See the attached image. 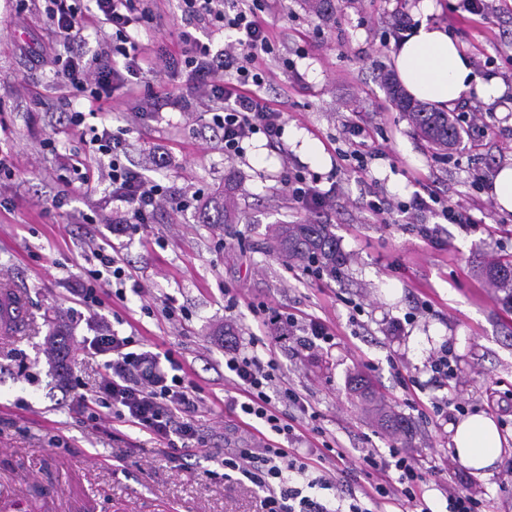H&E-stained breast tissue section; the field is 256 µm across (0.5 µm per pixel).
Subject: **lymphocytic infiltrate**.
Masks as SVG:
<instances>
[{"label":"lymphocytic infiltrate","instance_id":"f902f5d3","mask_svg":"<svg viewBox=\"0 0 512 512\" xmlns=\"http://www.w3.org/2000/svg\"><path fill=\"white\" fill-rule=\"evenodd\" d=\"M179 8L185 28L178 35L177 51L161 46L148 54L135 38L140 29L158 24L146 0H93L89 7L83 0H45L56 39L68 49L67 54H54L51 62L67 94L87 105L83 112L68 111V127L80 129L86 113L101 111L117 87L131 78L146 82L160 63L182 76L181 108L207 98L211 121L223 132L227 158L243 157L245 142L259 133L268 143L280 142L284 116L262 94L269 79L264 58L274 52L263 22L265 0H179ZM90 23L110 25L112 35L89 56L76 43ZM227 32L232 40L215 47V37ZM89 132L90 145L108 159L107 176L119 223L134 230L152 223L168 198L175 209L184 208V200L171 198L167 187L126 163L122 135L107 127L93 126ZM284 186L292 200L312 210L329 206L334 198L333 191L319 188L316 177L300 171L288 173ZM85 260L88 267L76 298L87 309L101 306L100 281L106 272L116 286L128 284L133 292H140V284L134 283L109 243H92ZM263 324L296 334L301 350L334 339L326 323L313 319L301 325L292 315L274 309H265ZM136 344V337L120 335L101 323L89 348L101 357L104 374L96 390L78 393L77 398L91 419H99L106 411L113 421L138 429L162 447L188 450L199 439L195 419L203 405L201 388L171 353L140 350ZM224 366L235 386L234 396L227 399L229 410L261 421L266 432L254 447L225 449L219 463L242 473L264 492L263 512H372L382 505L394 506L398 512H430L423 499L427 470L420 456L409 450L393 448L384 454L372 448L349 459L346 469H326L327 459H347L346 453L329 445L310 447L308 428L285 421V409L305 416L310 403L278 378L272 345H265L260 354L227 349ZM354 471L372 477L373 484L364 496H350L346 508L303 493L307 487L342 493L348 473Z\"/></svg>","mask_w":512,"mask_h":512}]
</instances>
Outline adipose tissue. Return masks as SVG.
I'll use <instances>...</instances> for the list:
<instances>
[{
    "label": "adipose tissue",
    "mask_w": 512,
    "mask_h": 512,
    "mask_svg": "<svg viewBox=\"0 0 512 512\" xmlns=\"http://www.w3.org/2000/svg\"><path fill=\"white\" fill-rule=\"evenodd\" d=\"M393 66L410 97L440 108L454 105L473 89L488 101L503 97L507 91L506 85L495 78L475 83L470 58L442 27L425 21L399 44ZM451 441L455 457L471 473L483 477L490 476L503 451L496 422L482 413L453 424Z\"/></svg>",
    "instance_id": "adipose-tissue-1"
}]
</instances>
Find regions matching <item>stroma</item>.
<instances>
[{"instance_id":"1","label":"stroma","mask_w":512,"mask_h":512,"mask_svg":"<svg viewBox=\"0 0 512 512\" xmlns=\"http://www.w3.org/2000/svg\"><path fill=\"white\" fill-rule=\"evenodd\" d=\"M413 0H326L322 12L305 0H272L264 14L274 41H285L292 68L268 59L263 91L281 109L287 129L302 131L315 159L288 144L255 136L245 157L231 160L200 107L175 104L176 82L153 78L163 107L155 122L136 120L142 88H118L96 126L125 132L126 157L138 170L178 196L197 195L184 211L162 205L153 223L112 235L143 294L104 296L100 311L77 304L79 266L95 225L76 223L78 212L111 217L109 181L78 134L58 122L62 95L51 65L39 58L55 42L42 7L16 9L0 0V152L12 177H0V281L26 292L28 323L19 336L0 333V498H24L28 484L51 483L76 512H262V494L246 478H224L206 448H242L253 432L224 407L232 385L224 376V307L235 302L241 344L260 336V305L325 321L332 347L295 353L291 339L275 345L288 382L308 398L317 418L311 444L350 452L401 445L349 389L361 374L386 410L412 426L411 451L438 477L423 488L432 512H448L447 496L463 492L490 512H512V308L485 288L486 261L512 256V212L495 206L490 179L512 163V108L469 91L455 108L474 113L467 136L441 154L430 147L391 102L384 79L393 75L395 19L421 20L447 29L471 59L476 74L512 89V0H494L491 20L470 14L460 0H435L420 18ZM161 17L140 31L144 49L177 46L183 25L176 0H154ZM364 128L367 169L346 157L343 134ZM54 146H47V139ZM94 172L89 184H64L66 156ZM320 178L335 189L326 211L305 210L287 194L285 170ZM67 193L63 208L52 198ZM437 194L460 202L464 223L409 211L380 223L371 201L412 202ZM230 196L236 207L223 225L205 223L213 200ZM330 225L346 262L336 273L285 268L267 251L272 224ZM186 318L163 319L162 300ZM117 317L120 335L146 349L169 352L202 387L205 407L197 425L205 442L190 457L172 454L137 429L111 417L87 420L67 388L78 378L85 391L103 370L85 352L101 318ZM63 331L66 366L47 353L50 333ZM452 354L455 374L435 379L427 368L440 348ZM416 379L404 385L395 365ZM485 412L505 440L500 463L487 478L474 476L450 449V422Z\"/></svg>"}]
</instances>
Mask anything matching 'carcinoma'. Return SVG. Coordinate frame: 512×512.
Masks as SVG:
<instances>
[{
  "mask_svg": "<svg viewBox=\"0 0 512 512\" xmlns=\"http://www.w3.org/2000/svg\"><path fill=\"white\" fill-rule=\"evenodd\" d=\"M387 93L397 103L413 129L433 148L446 151L461 138L462 127L446 112L408 97L391 79H386ZM267 236L270 252L286 266L310 267L314 264L331 273L344 263L329 224H272ZM487 287L499 300L512 308V260L497 259L484 267ZM382 425L395 435L408 439V422L387 414L382 406L375 408Z\"/></svg>",
  "mask_w": 512,
  "mask_h": 512,
  "instance_id": "1",
  "label": "carcinoma"
}]
</instances>
